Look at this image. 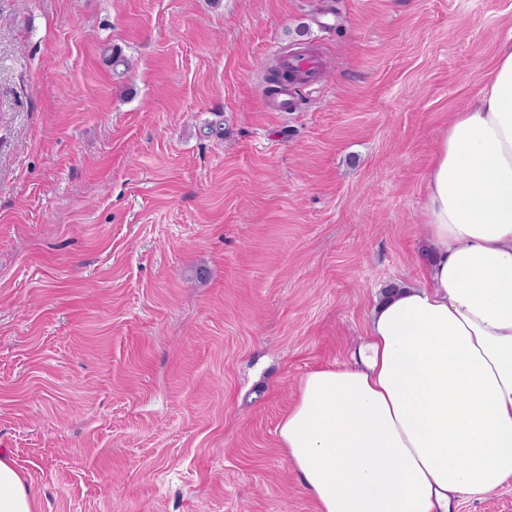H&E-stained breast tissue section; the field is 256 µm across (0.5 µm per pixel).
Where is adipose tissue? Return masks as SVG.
Masks as SVG:
<instances>
[{
    "instance_id": "obj_1",
    "label": "adipose tissue",
    "mask_w": 512,
    "mask_h": 512,
    "mask_svg": "<svg viewBox=\"0 0 512 512\" xmlns=\"http://www.w3.org/2000/svg\"><path fill=\"white\" fill-rule=\"evenodd\" d=\"M420 284L373 310L351 364L308 373L280 448L317 512H450L512 483V41L425 178ZM0 512H33L0 456Z\"/></svg>"
}]
</instances>
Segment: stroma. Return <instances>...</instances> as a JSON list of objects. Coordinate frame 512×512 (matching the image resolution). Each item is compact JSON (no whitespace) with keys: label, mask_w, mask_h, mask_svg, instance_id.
Segmentation results:
<instances>
[{"label":"stroma","mask_w":512,"mask_h":512,"mask_svg":"<svg viewBox=\"0 0 512 512\" xmlns=\"http://www.w3.org/2000/svg\"><path fill=\"white\" fill-rule=\"evenodd\" d=\"M511 36L512 0H0V455L34 512H316L278 425L422 279L426 173ZM299 47L322 91L266 111Z\"/></svg>","instance_id":"obj_1"}]
</instances>
